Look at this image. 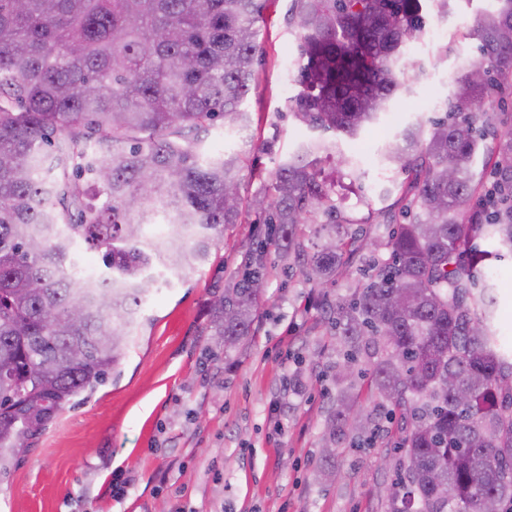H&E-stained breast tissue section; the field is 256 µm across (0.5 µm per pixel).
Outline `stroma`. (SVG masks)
I'll return each instance as SVG.
<instances>
[{
	"instance_id": "obj_1",
	"label": "stroma",
	"mask_w": 512,
	"mask_h": 512,
	"mask_svg": "<svg viewBox=\"0 0 512 512\" xmlns=\"http://www.w3.org/2000/svg\"><path fill=\"white\" fill-rule=\"evenodd\" d=\"M291 0H269L260 24L262 55L243 103L252 118L245 139L216 122L206 153L232 151L274 172L311 132L286 107L294 83L297 35ZM490 0H452L447 15L428 12L442 43L410 53L419 77L394 111L341 149L363 158L364 175L342 188L344 217L375 234L394 198L386 182L403 174L380 170L370 157L393 133L440 117L454 80L480 58L472 29ZM259 221L234 225L208 263L151 290L118 370L76 396L11 464L0 469V512H388L386 487L400 458L373 437L362 448L336 451V481L316 474L332 406L326 390L336 348L316 305L319 291L299 270L270 268L265 301L252 336L231 353L209 335V302L234 274L243 244ZM497 327L512 345V260L492 268Z\"/></svg>"
}]
</instances>
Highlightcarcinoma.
<instances>
[{"label": "carcinoma", "mask_w": 512, "mask_h": 512, "mask_svg": "<svg viewBox=\"0 0 512 512\" xmlns=\"http://www.w3.org/2000/svg\"><path fill=\"white\" fill-rule=\"evenodd\" d=\"M267 3L0 0V467L121 364L148 287L194 272L253 210L262 223L210 303V331L226 358L253 335L273 259L322 289L342 359L318 477H336L332 449L373 433L357 394L365 362L404 458L389 512H512V348L485 273L512 257V126L470 111L512 86V0L478 19L483 77H457L444 117L381 147L383 166L406 175L408 222L388 219L369 240L350 229L319 167L336 159L362 175L337 141L302 143L271 193L247 203V159L200 154L219 118L250 126L242 105ZM426 24L421 0H292L295 118L357 138L411 90L403 48ZM488 132L487 187L473 165ZM79 242L101 255L106 272L93 280L72 273ZM355 257L362 279L325 290Z\"/></svg>", "instance_id": "obj_1"}]
</instances>
